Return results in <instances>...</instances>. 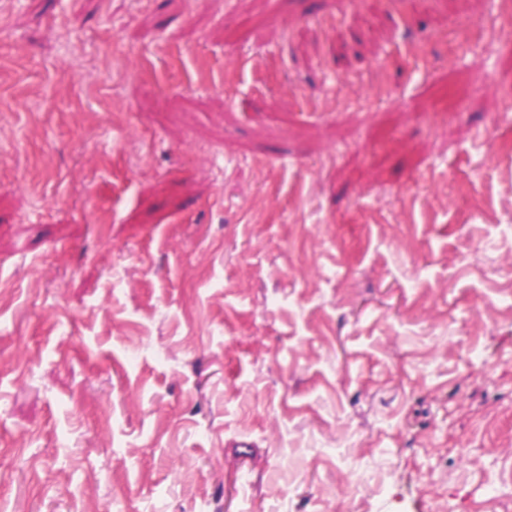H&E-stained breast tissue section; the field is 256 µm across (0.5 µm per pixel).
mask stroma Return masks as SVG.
<instances>
[{
	"instance_id": "1",
	"label": "stroma",
	"mask_w": 512,
	"mask_h": 512,
	"mask_svg": "<svg viewBox=\"0 0 512 512\" xmlns=\"http://www.w3.org/2000/svg\"><path fill=\"white\" fill-rule=\"evenodd\" d=\"M508 80L512 0H0V512H512Z\"/></svg>"
}]
</instances>
